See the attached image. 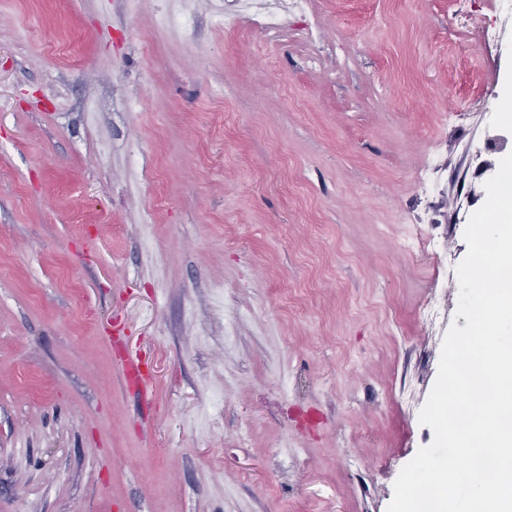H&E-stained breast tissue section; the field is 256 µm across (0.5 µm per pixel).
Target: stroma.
<instances>
[{
  "label": "stroma",
  "mask_w": 512,
  "mask_h": 512,
  "mask_svg": "<svg viewBox=\"0 0 512 512\" xmlns=\"http://www.w3.org/2000/svg\"><path fill=\"white\" fill-rule=\"evenodd\" d=\"M223 6L0 0V512H387L433 440L512 0L488 45L450 0H312L315 45ZM122 375L134 381L142 390H146L150 375L143 371V363L138 355L128 354L121 363Z\"/></svg>",
  "instance_id": "35a3bbf8"
}]
</instances>
